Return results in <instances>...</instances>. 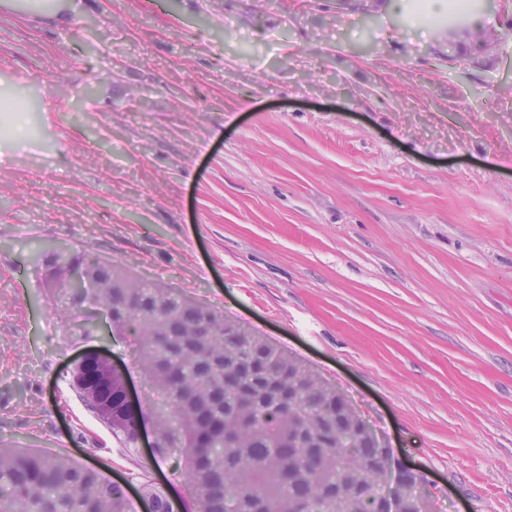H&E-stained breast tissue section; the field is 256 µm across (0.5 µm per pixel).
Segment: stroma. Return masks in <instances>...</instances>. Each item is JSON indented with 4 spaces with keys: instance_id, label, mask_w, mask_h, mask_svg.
I'll return each instance as SVG.
<instances>
[{
    "instance_id": "stroma-1",
    "label": "stroma",
    "mask_w": 512,
    "mask_h": 512,
    "mask_svg": "<svg viewBox=\"0 0 512 512\" xmlns=\"http://www.w3.org/2000/svg\"><path fill=\"white\" fill-rule=\"evenodd\" d=\"M0 7V446L67 455L188 512L186 463L121 448L69 380L153 390L132 337L45 285L65 247L223 310L341 390L440 512H512V0L474 38L426 0ZM139 494L140 497L148 502L149 506L145 503L146 509L151 512H172L169 499L163 489L149 476L147 473H142L139 476Z\"/></svg>"
}]
</instances>
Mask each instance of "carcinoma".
I'll return each mask as SVG.
<instances>
[{"instance_id":"cac0c4a2","label":"carcinoma","mask_w":512,"mask_h":512,"mask_svg":"<svg viewBox=\"0 0 512 512\" xmlns=\"http://www.w3.org/2000/svg\"><path fill=\"white\" fill-rule=\"evenodd\" d=\"M49 288L82 309L88 298L68 281L86 267L112 283L95 298L112 310V329L135 341L137 362L160 399L149 406L157 457L182 452L195 495L192 512H371L368 482L380 453L369 439L336 447L348 425L336 417L344 396L310 377L292 379L296 360L208 305L170 288L151 287L129 271L84 253L50 252ZM96 397L112 406L102 423L123 448H138V424L112 377ZM140 497L151 512H172L146 473ZM0 512H132L126 489L64 455L0 448Z\"/></svg>"}]
</instances>
